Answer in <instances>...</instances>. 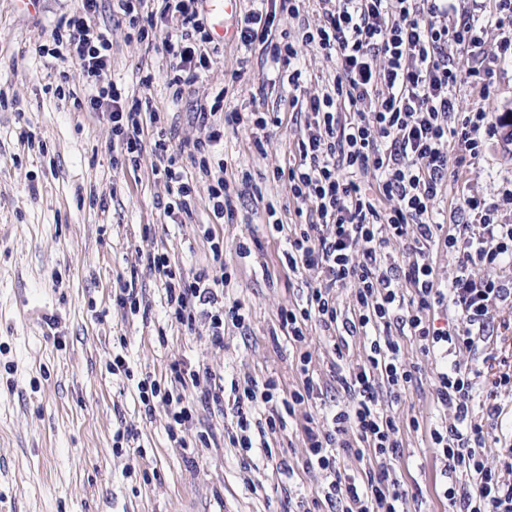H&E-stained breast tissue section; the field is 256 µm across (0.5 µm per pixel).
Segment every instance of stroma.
<instances>
[{
    "label": "stroma",
    "instance_id": "stroma-1",
    "mask_svg": "<svg viewBox=\"0 0 512 512\" xmlns=\"http://www.w3.org/2000/svg\"><path fill=\"white\" fill-rule=\"evenodd\" d=\"M80 6V0H39L22 9L16 0H0V88L10 99L0 107V512H302L327 481L302 469L300 419H288L272 453L255 449L245 467L229 441L232 392H225L223 406L198 405L184 436L194 442L208 431L217 444L189 456L169 437L166 407L159 403L145 413L137 390L148 375L169 380L171 366L181 363L208 367L227 387L247 377H273L285 389L297 385L296 350L277 314L317 281L286 266V228L297 221L296 205L274 171L293 160L299 127L285 111L265 153L252 148L245 126L225 127L217 147L218 158L228 162L227 178L241 167L251 173L238 187L233 222L215 226L236 273L224 304L242 301L250 322L243 330L226 327L223 346H215L206 326L190 331L170 323L162 285L144 260L164 252L187 274L207 264L200 232L210 222L206 183L198 185L193 222L165 217L166 187L151 173V151H144L138 170L113 166L110 124L74 105L87 100L85 87L70 83L74 98H57L59 68L35 52L53 21ZM96 21L112 37L104 81L122 85L129 97H150L173 143L200 137L196 106L212 101L233 70H243L244 79L228 88L226 106L250 112L278 103L281 88L271 65L233 41L216 43L210 70L182 98H172L167 59L126 40L112 18V0H99ZM146 69L155 75L147 90L139 83ZM494 70L489 100L470 84L457 86L459 111L484 105L498 116L512 112V61L495 63ZM23 130L31 142L21 141ZM510 189L512 140L501 128L484 138L479 159L449 178L437 219L447 226L469 222L456 200L476 194L498 202V222L512 224V202L503 197ZM272 207L283 231L269 224ZM245 238L251 254L242 258L236 246ZM121 277L141 288L146 317L124 316L115 306ZM494 334L497 344L485 352L493 377L512 363V308H500ZM401 344L420 380L392 408L403 442L394 466L408 512H446L442 465L428 437L440 366L413 339ZM307 349L312 369L329 386L317 406L333 409L341 400L332 387L335 356L319 328H309ZM118 354L130 376L112 374ZM414 418L420 429L409 428ZM120 431L130 437L116 453L113 438Z\"/></svg>",
    "mask_w": 512,
    "mask_h": 512
}]
</instances>
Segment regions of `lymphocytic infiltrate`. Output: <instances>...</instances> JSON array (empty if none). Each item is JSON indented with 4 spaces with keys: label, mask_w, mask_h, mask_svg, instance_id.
Segmentation results:
<instances>
[{
    "label": "lymphocytic infiltrate",
    "mask_w": 512,
    "mask_h": 512,
    "mask_svg": "<svg viewBox=\"0 0 512 512\" xmlns=\"http://www.w3.org/2000/svg\"><path fill=\"white\" fill-rule=\"evenodd\" d=\"M99 0H82L80 11L56 18L51 40L38 53L56 60L64 83L78 81L89 89L92 111L112 125V148L121 163L139 167L144 134L153 136L152 166L167 186L165 216L191 218L197 183L208 184L212 217L231 221L236 186L224 176L225 160L215 157L226 126H247L256 151H263L270 130L282 119L276 112L225 109L223 95L213 104H200L197 125L206 139L172 144L151 100L131 99L116 83L102 84L112 42L97 24ZM317 22L306 25L300 41L289 40L285 18L299 17L305 0H253L238 21L236 38L247 50L256 49L284 77L283 102L303 114L298 141L299 160L277 169L296 201L298 224L288 234L285 255L290 271L309 272L321 279L305 302L279 312L281 329L295 343L305 344L307 327L315 322L326 332L335 355H342L345 333H362L368 340L363 361L342 367L339 382L343 405L317 417L311 412L322 388L310 370L311 355L299 354L300 383L282 394L277 379H245L233 384L236 427L234 447L251 452L269 448L287 417L302 415L307 442L305 467L329 479L322 502L343 505L344 512H407L406 494L393 460L402 453L399 428L387 404L400 400L414 386L418 368L405 361L401 337L413 338L421 352L440 362L436 387L437 419L429 431L430 446L446 474H464L460 486L443 491L451 512H512V451L501 466L485 456L488 421L500 418V405L476 415L474 399L485 385L512 388V372L487 378L466 354L488 344L494 314L512 303V285L501 271L512 268V224L495 220L497 205L467 196L463 208L475 213L476 223L445 231L436 220L435 204L448 183L449 147L457 145L478 158L480 132L495 126L492 112L479 108L459 112L455 87L468 82L482 98L491 96L492 69L483 46L488 32L498 37L500 55L512 56V0H497L494 13L481 16L477 5L454 0H318ZM203 0H112L128 39L145 42L169 60L167 85L173 98L209 71L207 50L212 37L203 23ZM175 18L167 26V18ZM312 45L335 57L337 69L330 90L317 96L306 92L299 66V44ZM456 46L471 54L472 64L459 70L448 53ZM195 177H188L187 168ZM373 172L372 186L360 177ZM211 262L186 276L172 266L166 253L145 257L161 281L172 322L193 329L208 324L215 345H223L224 329L245 328L248 315L242 303L224 304V289L235 277L224 260V239L205 227ZM405 245L404 265L389 264L391 244ZM448 253L456 261L447 285L436 278L430 254ZM410 293H403L402 285ZM352 287V318L336 303L337 289ZM173 387L145 377L137 384L143 405L159 401L168 408V430L176 447L187 448L177 429L192 423L196 409L184 401L186 387L204 388L214 403L224 397L208 369L172 367ZM356 460L371 457L375 466L360 478L344 480L338 453Z\"/></svg>",
    "instance_id": "f902f5d3"
}]
</instances>
